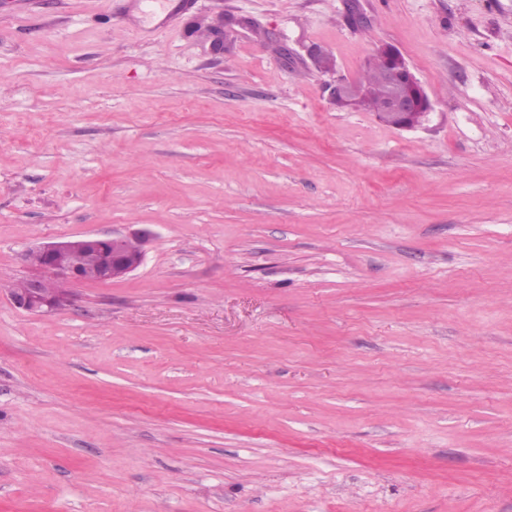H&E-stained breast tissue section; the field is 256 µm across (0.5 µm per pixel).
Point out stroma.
<instances>
[{
  "label": "stroma",
  "mask_w": 512,
  "mask_h": 512,
  "mask_svg": "<svg viewBox=\"0 0 512 512\" xmlns=\"http://www.w3.org/2000/svg\"><path fill=\"white\" fill-rule=\"evenodd\" d=\"M380 45L423 126L332 103ZM0 512H512V0H0ZM211 48L214 52L221 53L232 41L234 36V29L232 23L226 22L224 15L209 25ZM150 232L141 231L131 235L84 236L77 239L57 241L27 249L20 260L33 274L25 282L15 285L10 291L14 306L29 313H49L69 302L66 288H53V282L71 284L85 281L109 283L136 270L142 263L145 245ZM78 252L94 256L91 271L73 263Z\"/></svg>",
  "instance_id": "obj_1"
}]
</instances>
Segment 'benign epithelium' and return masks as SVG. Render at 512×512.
Listing matches in <instances>:
<instances>
[{
    "instance_id": "benign-epithelium-1",
    "label": "benign epithelium",
    "mask_w": 512,
    "mask_h": 512,
    "mask_svg": "<svg viewBox=\"0 0 512 512\" xmlns=\"http://www.w3.org/2000/svg\"><path fill=\"white\" fill-rule=\"evenodd\" d=\"M209 28L212 50L223 52L234 36L232 23L221 18ZM379 51L390 59V65L380 72L379 78L394 88L385 115L392 118L394 127L399 129L411 130L423 125L432 110L424 88L397 48L383 45ZM330 94L335 103L342 101L358 107L364 91L356 82L338 77L330 85ZM149 239L148 231L106 237L88 235L30 248L20 255V260L31 269L32 275L24 289L10 292L11 301L16 308L29 313L58 310L69 302V292L63 287L51 288L52 283H109L123 278L141 265ZM78 252L94 256L92 270L73 263L72 258Z\"/></svg>"
}]
</instances>
